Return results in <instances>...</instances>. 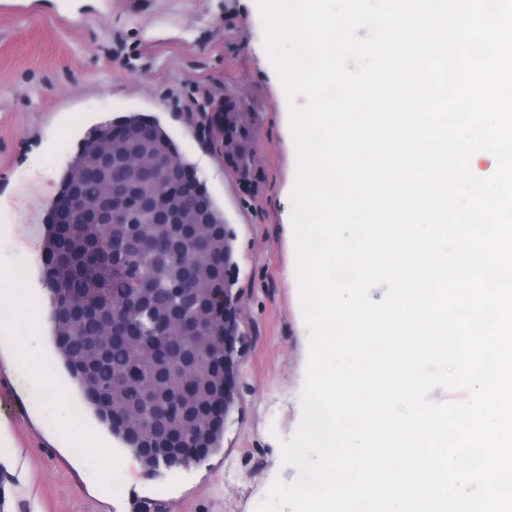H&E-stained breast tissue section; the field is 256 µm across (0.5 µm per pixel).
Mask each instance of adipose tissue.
Returning a JSON list of instances; mask_svg holds the SVG:
<instances>
[{
	"mask_svg": "<svg viewBox=\"0 0 512 512\" xmlns=\"http://www.w3.org/2000/svg\"><path fill=\"white\" fill-rule=\"evenodd\" d=\"M51 324L52 309L30 269L0 278V345L9 352L10 368L20 369L26 390L42 396V419L53 433L67 439L73 464L96 460L102 478H109L116 466L111 441L90 430L84 408L69 399L68 384L43 344Z\"/></svg>",
	"mask_w": 512,
	"mask_h": 512,
	"instance_id": "1",
	"label": "adipose tissue"
}]
</instances>
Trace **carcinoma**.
Here are the masks:
<instances>
[{"label":"carcinoma","mask_w":512,"mask_h":512,"mask_svg":"<svg viewBox=\"0 0 512 512\" xmlns=\"http://www.w3.org/2000/svg\"><path fill=\"white\" fill-rule=\"evenodd\" d=\"M127 150L125 138L105 141L89 131L64 172L62 193L75 191L94 201L105 196L114 176L153 192L154 185L142 182L136 170L112 174L101 167L103 154L119 158ZM141 152L147 166L180 155L169 133L153 125L142 133ZM225 227L224 214L208 193L177 224H156L142 213L132 224L91 226L73 211L49 223L42 279L50 283L56 348L95 415L139 458L141 449L151 446L170 452L195 448L205 456L218 449L224 354L204 336L184 350L186 331L178 313L206 330L221 323L217 299L224 294V255L232 248ZM143 276L154 288L142 300ZM177 284L183 285L179 305L173 300ZM115 297L139 305L128 313L126 335L101 351L96 338L112 334L105 314ZM189 356L200 361V377L188 384L173 380L171 374ZM149 394L161 404L178 396L182 412L145 439L140 409Z\"/></svg>","instance_id":"1"}]
</instances>
